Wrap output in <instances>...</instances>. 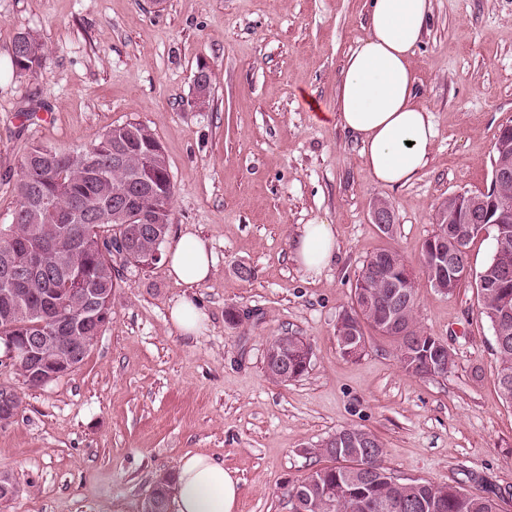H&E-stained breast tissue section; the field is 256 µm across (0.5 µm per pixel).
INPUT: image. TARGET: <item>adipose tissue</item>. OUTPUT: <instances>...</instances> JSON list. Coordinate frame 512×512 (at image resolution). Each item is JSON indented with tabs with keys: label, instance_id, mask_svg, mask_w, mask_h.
<instances>
[{
	"label": "adipose tissue",
	"instance_id": "adipose-tissue-1",
	"mask_svg": "<svg viewBox=\"0 0 512 512\" xmlns=\"http://www.w3.org/2000/svg\"><path fill=\"white\" fill-rule=\"evenodd\" d=\"M431 0H372L367 34L346 57L335 112H316L317 120H336L362 145L372 179L402 186L426 168L437 135L430 110L416 96L411 56L430 17ZM332 225H304L294 244L298 263L320 273L334 256ZM169 276L197 288L211 275L206 242L181 235L165 254ZM239 481L223 464L198 453L181 459L176 473V512H235Z\"/></svg>",
	"mask_w": 512,
	"mask_h": 512
}]
</instances>
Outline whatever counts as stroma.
Masks as SVG:
<instances>
[{"mask_svg":"<svg viewBox=\"0 0 512 512\" xmlns=\"http://www.w3.org/2000/svg\"><path fill=\"white\" fill-rule=\"evenodd\" d=\"M370 0H0V224L12 221L24 148L87 144L135 119L159 137L174 185L170 239L191 232L214 256L194 292L207 316L180 334L169 309L187 294L164 264L126 275L98 341L72 374L28 387L10 366L0 386L20 414L0 426V470L18 497L0 512H143L156 480L204 453L239 479L237 512H293L286 487L330 461L314 448L357 426L378 435L397 478L460 484L512 512V407L498 391L493 330L475 273L493 230L469 245L454 293L421 286L420 329L448 345L445 376L408 374L392 338L341 355L336 319L367 258L390 248L418 266L439 204L490 190L494 143L512 124V0H432L413 55L415 87L437 136L427 167L390 188L336 124L347 54ZM49 49L37 77L12 64L17 33ZM212 87L197 106L198 66ZM393 213L392 233L372 218ZM334 227L336 259L309 275L293 255L303 225ZM250 278H242L241 268ZM250 312L235 325L229 308ZM291 332L312 348L296 381L264 369L268 341Z\"/></svg>","mask_w":512,"mask_h":512,"instance_id":"obj_1","label":"stroma"}]
</instances>
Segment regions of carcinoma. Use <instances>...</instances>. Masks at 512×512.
<instances>
[{"mask_svg":"<svg viewBox=\"0 0 512 512\" xmlns=\"http://www.w3.org/2000/svg\"><path fill=\"white\" fill-rule=\"evenodd\" d=\"M14 41L20 44V57L12 58L16 73L34 77L47 57L39 34L24 32ZM125 145L132 159L143 165V176L156 196L159 211L154 224H135L133 214L112 208L116 190L126 186L128 175L112 168V146ZM91 154L95 167L82 166V157ZM17 206L9 232L0 227V269L8 265L24 268L32 250L43 254V267L34 277L20 278L4 294L0 285V333L18 336H50L43 324L44 314L60 307L76 317L86 312L82 295L76 288H96L102 300L115 296L126 273L137 270L146 260L145 251L153 243L163 245L173 224L171 201L174 186L168 160L155 133L145 124L129 120L115 125L89 144L73 150H58L41 144L30 145L21 163L20 178L15 185ZM433 239L448 235V262L458 261L467 267V252L455 255L456 238L465 239L468 247L475 235L467 224H447L436 220ZM131 242L127 254L115 255L108 242L117 237ZM496 246L489 262L476 275L479 314L496 325L504 298L512 299V223L495 229ZM378 269L385 280H401L404 258L395 250L373 253L363 264L356 279L353 297L367 294L371 305L360 310L350 307L349 323L336 328V341L342 333L359 344L358 352L344 353L354 358L366 348L367 333L372 331L396 342V358L406 372L426 377L428 366L449 373L455 367L453 353L440 341L424 334L416 320L419 284L408 287L391 301L387 289L373 276ZM305 339L295 334L274 337L267 348L277 355L264 360L266 373L278 383L301 377L310 360L301 353ZM496 380L503 401L512 406V384L505 386L502 376L512 377V319L495 340ZM356 437L368 438V447L346 448L334 444L322 455L334 465L311 472L296 481L304 496L305 512H383L379 505L392 497L403 498L411 507L399 512H499L490 497H475L463 487L451 483L417 480L410 490H398L387 481L382 443L375 433L350 428ZM366 463L368 469L359 468Z\"/></svg>","mask_w":512,"mask_h":512,"instance_id":"cac0c4a2","label":"carcinoma"}]
</instances>
